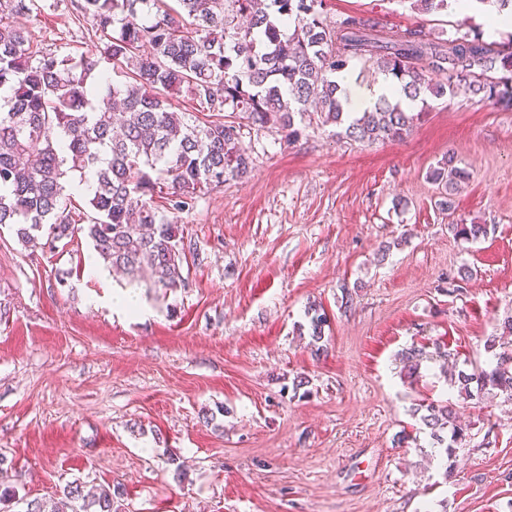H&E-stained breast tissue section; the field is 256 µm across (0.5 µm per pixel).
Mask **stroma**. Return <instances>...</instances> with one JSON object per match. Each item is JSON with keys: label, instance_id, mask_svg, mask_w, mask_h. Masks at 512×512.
Wrapping results in <instances>:
<instances>
[{"label": "stroma", "instance_id": "obj_1", "mask_svg": "<svg viewBox=\"0 0 512 512\" xmlns=\"http://www.w3.org/2000/svg\"><path fill=\"white\" fill-rule=\"evenodd\" d=\"M487 12L324 2L331 21L444 38ZM22 22L47 49L99 44L72 0H38ZM299 127L243 124L250 172L179 212L185 285L140 316L113 313L125 279L91 270L83 234L26 247L0 227V492L16 493L0 512L52 505L71 482L118 488L114 512H512V401L460 398L436 361L409 383L397 360L434 342L468 373L493 359L485 340L512 315V111L448 96L371 145ZM448 156L469 178L445 210L428 172ZM441 399L468 427L452 467L413 415Z\"/></svg>", "mask_w": 512, "mask_h": 512}]
</instances>
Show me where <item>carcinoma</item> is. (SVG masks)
I'll return each instance as SVG.
<instances>
[{"instance_id": "obj_1", "label": "carcinoma", "mask_w": 512, "mask_h": 512, "mask_svg": "<svg viewBox=\"0 0 512 512\" xmlns=\"http://www.w3.org/2000/svg\"><path fill=\"white\" fill-rule=\"evenodd\" d=\"M75 0L102 47L59 55L34 44L16 16L36 0H0V226L24 246L83 232L104 264L128 285L175 292L184 286V228L174 211L208 188L247 174L251 159L234 121L193 118L173 110L187 92L202 111L247 115L259 129L297 138L295 117L314 106L318 122L355 142L409 134L420 113L385 98L364 112L346 111L336 73L353 59L392 76L411 102L428 109L448 94L482 96L512 110V38L465 33L448 39L422 29L387 31L357 16L332 23L324 0ZM292 30L284 31V26ZM449 156L429 171L445 191L468 174ZM84 186L87 223L72 211V182ZM466 239L485 224H450ZM312 345L323 341L325 314L309 308ZM485 349L495 364L458 372L453 385L498 391L512 399V354ZM452 353L435 345L401 351V373L416 381L422 362ZM421 424L447 458L464 447L466 429L448 401L424 405ZM109 486L71 483L52 512H112Z\"/></svg>"}]
</instances>
